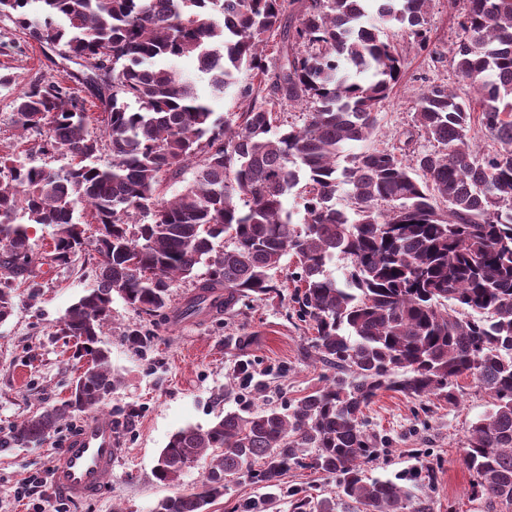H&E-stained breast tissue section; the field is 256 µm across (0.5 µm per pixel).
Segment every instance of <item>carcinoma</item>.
Instances as JSON below:
<instances>
[{"label":"carcinoma","mask_w":512,"mask_h":512,"mask_svg":"<svg viewBox=\"0 0 512 512\" xmlns=\"http://www.w3.org/2000/svg\"><path fill=\"white\" fill-rule=\"evenodd\" d=\"M365 2L0 0V18L26 39L82 61L60 81H30L13 100L21 130L48 128L44 151L62 148L71 163L55 170L0 156V322L12 315L17 283L81 251L87 228L73 221L76 207L92 213L97 233L95 286L60 322L88 368L67 398L24 418L14 442H40L112 393L101 336L113 296L165 321L170 288L190 279L181 314L228 312L244 297L279 294L274 275L287 257L315 360L336 376L295 404L244 406L174 433L157 481L208 464L155 512H206L230 476L268 489L239 512H272L297 467L336 476L338 496L358 512H432L396 481L363 479L375 453L363 408L381 390L454 401L463 375L492 399L464 447L473 491L486 512H512V0H467L449 63L478 100L444 83L419 93L413 121L433 150H416L409 130L397 149L366 148L343 165L344 146L372 137L401 76L387 31L428 47L431 0H379L381 28L367 23ZM185 55L213 58L217 91L243 70L252 75L233 118L215 119L195 84L163 64ZM347 62L370 79L353 80ZM287 106L300 107L302 124L287 125ZM475 124L497 148L472 142ZM104 137L112 162L102 167ZM190 165L193 180L165 198ZM293 193L302 224L284 208ZM149 210L152 221L139 222ZM30 224L53 228L49 249L35 250ZM336 257L350 260L343 287L326 270ZM287 494L293 512H336L332 497Z\"/></svg>","instance_id":"1"}]
</instances>
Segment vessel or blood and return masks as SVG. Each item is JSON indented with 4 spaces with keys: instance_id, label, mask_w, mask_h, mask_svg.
<instances>
[{
    "instance_id": "obj_1",
    "label": "vessel or blood",
    "mask_w": 512,
    "mask_h": 512,
    "mask_svg": "<svg viewBox=\"0 0 512 512\" xmlns=\"http://www.w3.org/2000/svg\"><path fill=\"white\" fill-rule=\"evenodd\" d=\"M118 454L111 423L89 422L60 448L51 466L54 490L74 501L98 495Z\"/></svg>"
}]
</instances>
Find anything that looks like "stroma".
<instances>
[{
	"label": "stroma",
	"mask_w": 512,
	"mask_h": 512,
	"mask_svg": "<svg viewBox=\"0 0 512 512\" xmlns=\"http://www.w3.org/2000/svg\"><path fill=\"white\" fill-rule=\"evenodd\" d=\"M175 70L194 80L216 118L224 120L238 111L235 89L213 90L195 57L179 59ZM3 74L11 84L0 89V154L25 149L32 164L65 167L64 151L42 153L43 135L17 128L13 106L14 96L32 77L54 80L64 72L44 61L37 44L25 42L12 22L0 18ZM433 83L455 85L452 68L408 50L402 78L377 115L374 135L369 143L347 145V152L395 145L399 134L412 127L417 94ZM94 251V240H87L84 253L71 263L16 288L13 313L0 322V512H28V503L14 501V487L30 475L46 476L56 451L92 419L111 421L119 454L100 496L68 501V512H154L161 499L197 484L202 476L196 467L174 484L155 479L159 452L174 432L209 426L217 415L246 403L260 407L267 401L277 406L296 402L334 376L312 358L313 332L296 313L291 262H284L275 276L280 298H245L219 315L172 318L157 325L117 297L103 341L119 384L103 410L75 416L40 443L15 444L13 425L66 398L86 363L79 346L60 336L58 323L92 286L87 256ZM133 328L146 335L143 347L127 342L126 333ZM457 391L453 403L440 396L418 399L380 392L363 410L368 432L382 440L377 456L365 467L366 477L393 480L427 463L435 470L433 485H416L412 492L430 498L434 512H485L472 495L473 475L463 455L468 430L489 409L491 399L470 376L459 379Z\"/></svg>",
	"instance_id": "1"
}]
</instances>
